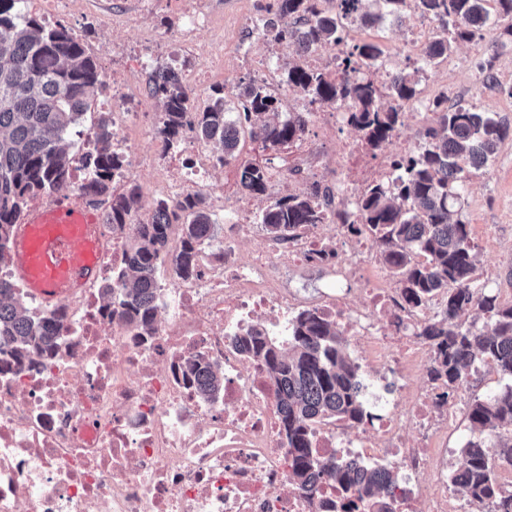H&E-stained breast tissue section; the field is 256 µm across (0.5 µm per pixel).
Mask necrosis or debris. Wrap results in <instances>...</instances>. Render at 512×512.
<instances>
[{"label":"necrosis or debris","instance_id":"4bbe7bcc","mask_svg":"<svg viewBox=\"0 0 512 512\" xmlns=\"http://www.w3.org/2000/svg\"><path fill=\"white\" fill-rule=\"evenodd\" d=\"M212 25L201 7L170 37L202 65L177 74L189 97L198 96L205 75L223 76L231 62L284 94L270 59L246 51L225 59L214 39L201 35ZM434 29L430 21L413 24L399 51L385 52L369 79L386 86L396 54L421 60ZM149 63L140 56L105 74L112 88L103 102L112 112V147L124 160L117 182L146 172L145 194L203 195L224 214V249L200 251L196 277H161L162 311L143 338L101 299L113 268L125 260L130 227L104 225L105 252L86 288L54 303L32 299L38 315L61 318L57 353L19 364L0 344V512H337L335 486L288 480L276 390L235 346L245 330L267 323L287 327L290 315L303 308L365 337L363 363L400 381L390 412L374 430L341 422L319 427V456L387 462L398 473L391 492L407 512H460L448 490V433L457 425V410L440 405L435 388L415 381L417 365L428 359L417 331L430 313L404 303L376 244L355 229L364 189L393 177L388 159L367 154L360 139L343 138L345 108L292 103L291 111L307 113L315 137L337 152L339 162L319 180L314 172L322 155L309 149L272 167L268 198H279L292 182L320 185L326 220L285 242L266 236L253 219V196L214 180L205 144L184 140L179 178L162 165L167 148L142 124L153 106L141 88ZM323 247L336 254L325 264L332 289L302 294L295 277ZM195 359L223 368L218 397H199L182 383L183 365Z\"/></svg>","mask_w":512,"mask_h":512}]
</instances>
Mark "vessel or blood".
<instances>
[{
    "instance_id": "obj_1",
    "label": "vessel or blood",
    "mask_w": 512,
    "mask_h": 512,
    "mask_svg": "<svg viewBox=\"0 0 512 512\" xmlns=\"http://www.w3.org/2000/svg\"><path fill=\"white\" fill-rule=\"evenodd\" d=\"M98 210L60 195L27 209L14 230L10 261L32 296L56 300L85 287L101 251Z\"/></svg>"
}]
</instances>
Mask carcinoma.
Returning a JSON list of instances; mask_svg holds the SVG:
<instances>
[{
    "mask_svg": "<svg viewBox=\"0 0 512 512\" xmlns=\"http://www.w3.org/2000/svg\"><path fill=\"white\" fill-rule=\"evenodd\" d=\"M368 1L378 4V10L368 9ZM17 2L0 0L1 265L10 261L12 230L27 203L69 188L75 170L71 142L81 135L84 115L105 89L96 61L68 29L50 28L32 17L18 21L13 13ZM265 12L263 31L273 41L297 53L310 47L339 51L336 74L306 69L297 57L284 69V83L311 105L347 106L350 126L372 149L404 125V113L419 93L420 72L448 58L455 45L483 38L491 26L502 27L492 52L476 64L477 82L485 87L498 84L496 62L512 45V0H276ZM411 12L439 20L441 33L425 48L423 65L393 74L383 95L362 72L380 58L381 45H351L346 31L355 25L375 26L387 16L401 23ZM237 88L241 111L236 117L228 116L222 89L193 112L176 77L157 70L150 91L164 107L158 133L171 149L180 148L187 133L206 142L221 167L238 159L245 132L265 151H280L300 139L301 113L283 111L281 99L254 80L241 79ZM429 111L435 117L421 134L423 143L392 161V182L365 190L360 220L408 303L419 307L434 294L444 297L441 316L417 333L430 347L427 375L442 390L441 402H448L450 393L485 363L509 380L496 394L471 404L472 438L461 450L453 487L470 506L512 512V494H502L495 473L500 466L512 467V304L473 286L477 252L470 227L459 216L467 175L487 166L512 136V126L461 98L440 96ZM95 138L96 148L81 160L93 177L81 190L93 201H110L108 223L133 225L125 262L112 272L118 287L106 289L105 298L112 302L113 315L136 335L148 336L157 306L155 277L166 266L178 277L193 276L195 252L211 241L216 221L200 194L158 199L148 218L138 219L139 187L113 191L122 160L112 151V122L104 113ZM268 163L240 164V183L249 193L265 192ZM318 199L313 190L269 201L260 210V223L278 238L306 224H322ZM174 226L180 246L172 252L168 242ZM466 313L483 315L487 322L467 326L460 321ZM0 341L14 345L12 355L19 363L42 358L56 347L54 320L33 312L10 282H0ZM240 346L261 363L276 388L281 435L291 455L289 478L303 486L316 478L335 483L345 499L343 512H351L354 498L367 501L372 512H396L388 498L395 483L388 469L326 461L313 448L318 425L336 420L361 424L370 417L362 401L360 366L346 353L344 332L336 323L308 310L291 321L287 338L255 329L240 337ZM183 375L197 380L204 395L224 389V371L218 366L193 362Z\"/></svg>",
    "mask_w": 512,
    "mask_h": 512,
    "instance_id": "1",
    "label": "carcinoma"
}]
</instances>
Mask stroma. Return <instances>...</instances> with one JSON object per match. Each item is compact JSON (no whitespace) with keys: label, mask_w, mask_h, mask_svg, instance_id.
Masks as SVG:
<instances>
[{"label":"stroma","mask_w":512,"mask_h":512,"mask_svg":"<svg viewBox=\"0 0 512 512\" xmlns=\"http://www.w3.org/2000/svg\"><path fill=\"white\" fill-rule=\"evenodd\" d=\"M141 0H82L80 9L57 16V24L81 31L87 52L101 69H109L112 57L102 52L100 42L126 43L131 56L141 47L136 32L130 28H107L103 18L112 10L128 4L137 11L140 26L166 33L180 19L193 12L196 0H152L147 11H140ZM268 0H208L213 18L224 22V49H249L253 54H266L268 41L262 34H248L237 26V19L258 14ZM483 45L463 43L439 64L431 76L434 83L446 86L450 98H462L478 110L494 112L512 123V53L502 55L497 64L499 87L487 88L475 79V64L482 59ZM464 219L469 222L471 237L479 254L477 287L497 291L503 301L512 300V138L500 147L491 164L470 174L465 184ZM503 380L493 365H483L478 374L469 377L449 398L450 403L469 407L475 398L498 392Z\"/></svg>","instance_id":"35a3bbf8"}]
</instances>
